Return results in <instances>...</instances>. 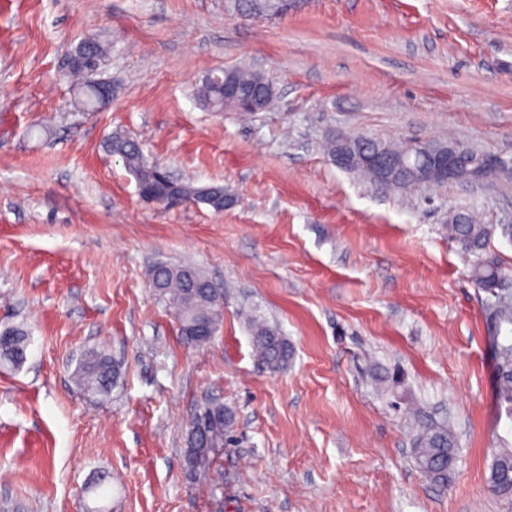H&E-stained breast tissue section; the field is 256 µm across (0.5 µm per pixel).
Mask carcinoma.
Segmentation results:
<instances>
[{
  "label": "carcinoma",
  "mask_w": 512,
  "mask_h": 512,
  "mask_svg": "<svg viewBox=\"0 0 512 512\" xmlns=\"http://www.w3.org/2000/svg\"><path fill=\"white\" fill-rule=\"evenodd\" d=\"M108 53V44L98 38H88L78 44L71 53L66 76L76 82L79 92L78 103L92 110L98 101L96 83L91 81L103 68ZM236 88L243 103H230L240 112L262 110L273 100L272 85L256 70L234 69L207 77L197 89L198 98L211 110H224V85ZM380 147L394 158L403 160L405 169L394 180L383 178L381 171L371 163L356 158L351 171L368 180L381 190L408 189L421 182V175L427 167V153L416 154V159L403 155L406 146L395 142L378 141ZM106 150L119 156L144 189L147 197L165 186L161 196L162 205L170 208L186 202H195L207 195V205L217 211L224 210V187L221 185L197 186L168 176L165 168L148 162L140 145L121 134H114L105 142ZM488 228L479 223L472 214L464 224L448 225V235L461 245L467 253H479L488 236ZM475 284L485 290H493L505 276L504 269L497 261L477 256L471 264ZM151 280L159 284L158 293L165 297L175 311L179 334L183 342L197 347L208 342L209 337L200 336L196 324L204 321L215 328L218 326L224 303L223 292L216 288H205L208 281L205 273L192 264L160 262L150 270ZM495 331L490 342L496 354L497 381L496 402L499 414L512 422V300L498 298L492 306ZM253 345L266 366L277 371L288 363L290 349L279 330L266 321L253 317L249 322ZM28 330L18 324L0 332V362L22 365L26 360ZM118 377L112 359L101 350L90 349L82 354L74 371L77 386L87 395L106 398ZM208 414L206 423L209 446L186 450L188 466L194 468L209 458L215 448L224 447L230 441L229 428L232 414L221 405L209 404L201 409ZM456 441L446 427L430 426L416 438V462L418 467L435 482L446 485L448 473L443 465L448 456L455 453ZM490 487L497 492L512 491V443L499 440L490 464Z\"/></svg>",
  "instance_id": "carcinoma-1"
}]
</instances>
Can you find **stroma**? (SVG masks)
<instances>
[{"label": "stroma", "mask_w": 512, "mask_h": 512, "mask_svg": "<svg viewBox=\"0 0 512 512\" xmlns=\"http://www.w3.org/2000/svg\"><path fill=\"white\" fill-rule=\"evenodd\" d=\"M86 37L109 43L112 100L79 108L64 78ZM251 67L274 103L213 112L194 90ZM224 188L225 207L144 203L104 141ZM330 133L446 141L512 159V0H0V512H512L492 491L496 294L475 286L448 215L475 212L512 268V176L383 191L320 149ZM193 262L224 292L205 346H185L150 288ZM257 312L288 340L271 371ZM118 378L93 399L80 354ZM232 444L191 470L207 402ZM450 424L457 467L417 466L422 427ZM28 330L18 324L0 332V362L22 365L26 360L28 346ZM117 377L109 355L95 349L82 354L74 371L77 386L87 395L101 399L109 396Z\"/></svg>", "instance_id": "1"}]
</instances>
